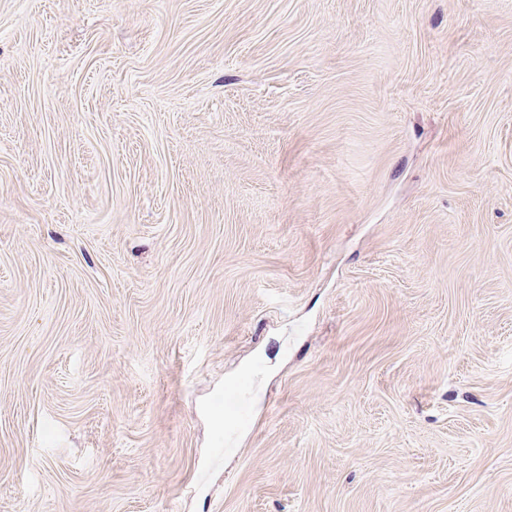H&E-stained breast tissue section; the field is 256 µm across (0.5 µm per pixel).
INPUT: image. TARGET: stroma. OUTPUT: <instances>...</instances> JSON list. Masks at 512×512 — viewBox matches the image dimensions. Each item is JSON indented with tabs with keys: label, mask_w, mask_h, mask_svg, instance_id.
I'll return each mask as SVG.
<instances>
[{
	"label": "stroma",
	"mask_w": 512,
	"mask_h": 512,
	"mask_svg": "<svg viewBox=\"0 0 512 512\" xmlns=\"http://www.w3.org/2000/svg\"><path fill=\"white\" fill-rule=\"evenodd\" d=\"M0 512H512V0H0Z\"/></svg>",
	"instance_id": "stroma-1"
}]
</instances>
